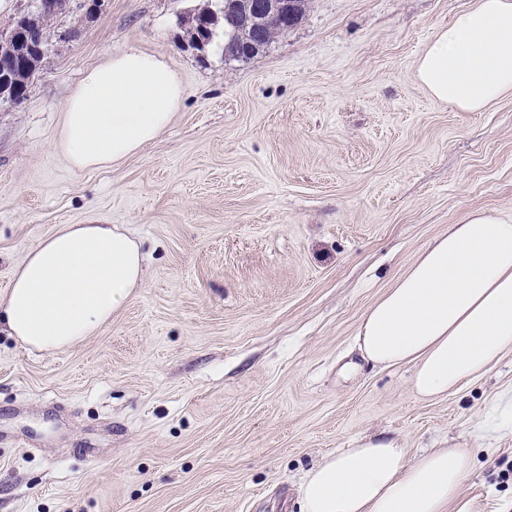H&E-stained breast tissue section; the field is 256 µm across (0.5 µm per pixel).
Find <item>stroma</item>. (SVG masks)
Returning a JSON list of instances; mask_svg holds the SVG:
<instances>
[{"mask_svg":"<svg viewBox=\"0 0 512 512\" xmlns=\"http://www.w3.org/2000/svg\"><path fill=\"white\" fill-rule=\"evenodd\" d=\"M476 0H307L255 57L189 45L220 0H65L17 104H0V296L62 224H116L141 284L97 335L46 354L0 332V512H298L306 470L366 437L477 449L474 512L512 500V432L474 428L512 352L435 401L362 361L365 310L474 210L512 211V94L459 112L415 79ZM164 56L170 126L114 168L55 152L65 103L113 52Z\"/></svg>","mask_w":512,"mask_h":512,"instance_id":"35a3bbf8","label":"stroma"}]
</instances>
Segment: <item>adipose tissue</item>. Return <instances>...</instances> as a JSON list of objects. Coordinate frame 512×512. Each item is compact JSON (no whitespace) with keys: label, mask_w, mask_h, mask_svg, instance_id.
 I'll return each instance as SVG.
<instances>
[{"label":"adipose tissue","mask_w":512,"mask_h":512,"mask_svg":"<svg viewBox=\"0 0 512 512\" xmlns=\"http://www.w3.org/2000/svg\"><path fill=\"white\" fill-rule=\"evenodd\" d=\"M437 100L479 112L512 92V0H478L440 28L416 66ZM184 88L160 55L128 49L89 70L53 141L80 170L109 168L165 130ZM143 278L137 240L115 224H63L31 248L0 296V330L41 352L70 348L111 321ZM365 362L413 366V392L454 394L512 351V214L477 210L452 224L362 316ZM470 448L409 456L368 439L311 467L299 512H472L462 489Z\"/></svg>","instance_id":"1"}]
</instances>
